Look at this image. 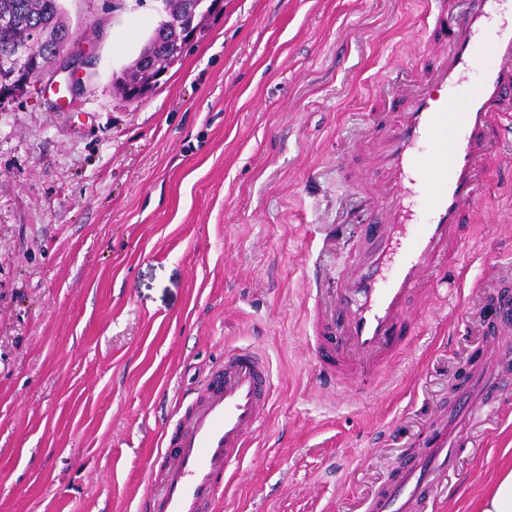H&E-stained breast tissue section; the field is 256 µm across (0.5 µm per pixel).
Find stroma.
Instances as JSON below:
<instances>
[{"label": "stroma", "mask_w": 512, "mask_h": 512, "mask_svg": "<svg viewBox=\"0 0 512 512\" xmlns=\"http://www.w3.org/2000/svg\"><path fill=\"white\" fill-rule=\"evenodd\" d=\"M89 65L77 96L0 106V512H138L181 395L239 346L273 374L269 418L218 512H365L414 434L493 358L482 304L512 290V148L460 246L466 306L425 311L358 393L320 385L304 242L369 241L375 115L422 64L424 0H223L148 98L113 85L157 0H61ZM436 512H475L512 468V389Z\"/></svg>", "instance_id": "obj_1"}]
</instances>
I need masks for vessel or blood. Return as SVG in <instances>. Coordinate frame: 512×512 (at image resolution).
Returning <instances> with one entry per match:
<instances>
[{"mask_svg":"<svg viewBox=\"0 0 512 512\" xmlns=\"http://www.w3.org/2000/svg\"><path fill=\"white\" fill-rule=\"evenodd\" d=\"M506 0H466L450 16V0H427V46L432 65L408 81L401 106H389L385 133L373 147L376 179L365 181L372 201L375 242L355 255L340 281L320 261L306 268L314 286L312 351L321 379L360 389L384 372L408 345L434 291L432 278L459 261L465 217L486 190L491 159L512 142V15ZM495 35L490 49L481 36ZM475 85H468L470 75ZM426 190L417 218L409 186ZM512 387V348L496 365L475 370L448 412L414 441L409 464L389 478L370 512H433L446 478L469 443L482 411H498ZM272 375L265 356L249 347L225 353L181 397L169 422L165 466L156 474L142 512H216L228 476L249 451L270 412Z\"/></svg>","mask_w":512,"mask_h":512,"instance_id":"b4317fda","label":"vessel or blood"}]
</instances>
